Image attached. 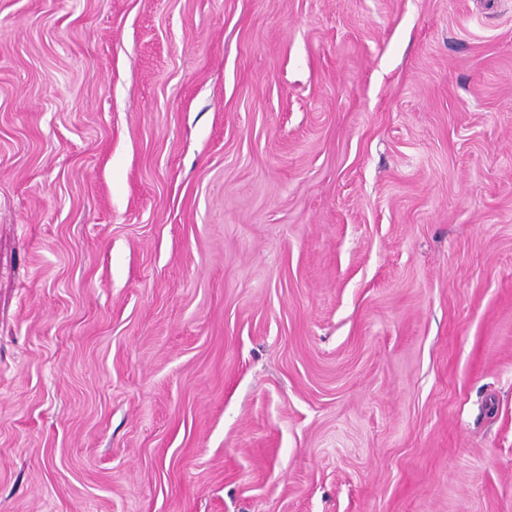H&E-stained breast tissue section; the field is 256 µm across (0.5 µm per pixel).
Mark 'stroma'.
<instances>
[{"mask_svg":"<svg viewBox=\"0 0 512 512\" xmlns=\"http://www.w3.org/2000/svg\"><path fill=\"white\" fill-rule=\"evenodd\" d=\"M0 512H512V0H0Z\"/></svg>","mask_w":512,"mask_h":512,"instance_id":"1","label":"stroma"}]
</instances>
